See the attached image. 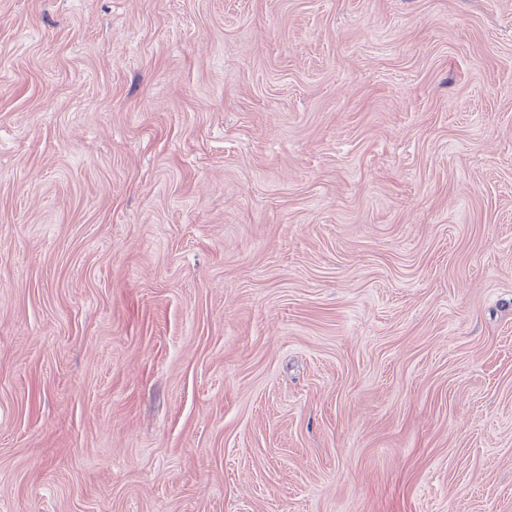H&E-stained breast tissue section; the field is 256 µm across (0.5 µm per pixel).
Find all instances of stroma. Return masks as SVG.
<instances>
[{
  "mask_svg": "<svg viewBox=\"0 0 512 512\" xmlns=\"http://www.w3.org/2000/svg\"><path fill=\"white\" fill-rule=\"evenodd\" d=\"M0 512H512V0H0Z\"/></svg>",
  "mask_w": 512,
  "mask_h": 512,
  "instance_id": "1",
  "label": "stroma"
}]
</instances>
